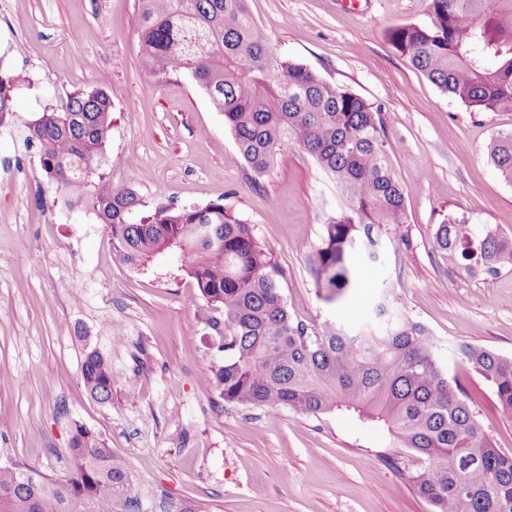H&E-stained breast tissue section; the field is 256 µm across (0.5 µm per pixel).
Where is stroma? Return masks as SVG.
<instances>
[{"mask_svg": "<svg viewBox=\"0 0 512 512\" xmlns=\"http://www.w3.org/2000/svg\"><path fill=\"white\" fill-rule=\"evenodd\" d=\"M248 7L276 53L381 106L391 166L408 188L407 224L382 233L380 258L359 263L357 287L326 301L310 258L343 198L307 153L286 146L256 175L192 76H160L144 63L138 0H0V69L28 76L0 127V465L65 475L79 422L129 466L128 499L98 512H430L389 465L400 451L380 432L332 415L272 417L201 385L224 355L193 280L176 273L180 252L134 270L114 257L103 225L66 206L46 176L23 174L39 163L24 122L62 108L75 90L106 85L113 183L150 201L224 204L274 254L288 307L309 326L372 320L387 285L395 312L432 331L484 429L512 453V420L457 354L470 343L512 357V271L461 274L434 239L442 218L458 214L512 240V183L486 154L493 137L512 131V112L470 111L390 42V29L432 24L430 0ZM79 330L123 375L111 404L92 400L82 383Z\"/></svg>", "mask_w": 512, "mask_h": 512, "instance_id": "1", "label": "stroma"}]
</instances>
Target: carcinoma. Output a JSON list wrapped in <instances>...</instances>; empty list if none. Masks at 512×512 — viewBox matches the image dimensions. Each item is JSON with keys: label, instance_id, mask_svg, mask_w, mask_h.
I'll use <instances>...</instances> for the list:
<instances>
[{"label": "carcinoma", "instance_id": "obj_1", "mask_svg": "<svg viewBox=\"0 0 512 512\" xmlns=\"http://www.w3.org/2000/svg\"><path fill=\"white\" fill-rule=\"evenodd\" d=\"M142 54L157 74L188 71L224 114V127L250 169L264 174L286 144L307 152L336 184L344 209L327 219L312 270L325 299L354 287L358 244L407 223V189L387 155L380 107L278 55L260 35L248 0H138ZM430 27L389 30L394 46L444 94L474 112L512 111V0H431ZM24 82L0 73V126L16 112ZM112 99L104 87L76 90L61 111L25 123L46 176L64 196L91 210L112 236L113 253L139 269L177 249L208 311L224 365L206 384L227 404L270 415L288 409L333 413L363 430L379 428L406 449L418 469L406 478L431 512H512V453L497 448L467 391L440 363L422 323L392 312L382 287L374 319L357 329L337 322L311 328L290 313L282 271L250 225L221 203L150 202L105 169ZM487 154L512 182V132ZM448 265L467 276L512 270V241L487 225L450 214L435 231ZM82 382L100 404L112 403L122 378L112 356L81 336ZM462 359L493 389L512 418V357L463 344ZM70 468L56 480L35 467L0 466V512H90L128 497L129 468L100 434L74 427ZM37 476L36 482L25 475Z\"/></svg>", "mask_w": 512, "mask_h": 512}]
</instances>
